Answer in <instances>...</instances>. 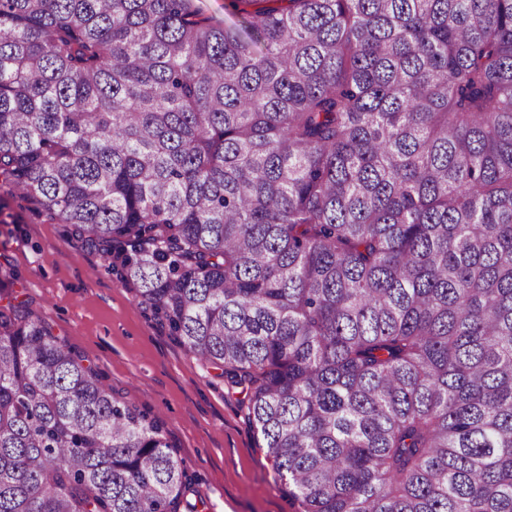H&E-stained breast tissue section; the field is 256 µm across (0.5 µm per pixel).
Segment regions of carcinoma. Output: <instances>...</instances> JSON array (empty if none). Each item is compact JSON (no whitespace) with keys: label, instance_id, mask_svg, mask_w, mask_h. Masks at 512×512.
I'll use <instances>...</instances> for the list:
<instances>
[{"label":"carcinoma","instance_id":"1","mask_svg":"<svg viewBox=\"0 0 512 512\" xmlns=\"http://www.w3.org/2000/svg\"><path fill=\"white\" fill-rule=\"evenodd\" d=\"M0 0V179L246 392L301 512H512V0ZM160 421L0 311V512H197ZM197 2L204 13L216 21L233 22L237 20V16L230 7V0H198Z\"/></svg>","mask_w":512,"mask_h":512}]
</instances>
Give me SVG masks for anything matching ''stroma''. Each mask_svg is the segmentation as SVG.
<instances>
[{
	"instance_id": "1",
	"label": "stroma",
	"mask_w": 512,
	"mask_h": 512,
	"mask_svg": "<svg viewBox=\"0 0 512 512\" xmlns=\"http://www.w3.org/2000/svg\"><path fill=\"white\" fill-rule=\"evenodd\" d=\"M18 303L117 397L162 421L199 512H299L248 423L240 388L185 351L120 267L1 188L0 308Z\"/></svg>"
}]
</instances>
